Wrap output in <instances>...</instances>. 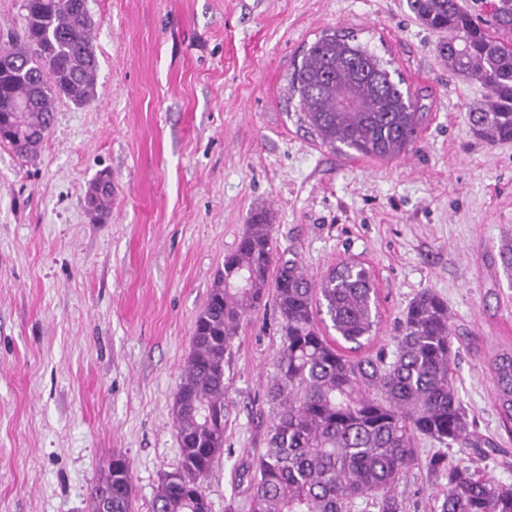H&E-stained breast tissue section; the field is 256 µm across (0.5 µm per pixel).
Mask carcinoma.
Returning <instances> with one entry per match:
<instances>
[{"mask_svg": "<svg viewBox=\"0 0 512 512\" xmlns=\"http://www.w3.org/2000/svg\"><path fill=\"white\" fill-rule=\"evenodd\" d=\"M409 7L422 25L448 34L438 45L448 69L485 90L486 103L468 112L470 128L490 144L512 142V0H494L495 35L459 0H409ZM23 9L21 34L0 44L7 52L0 59V143L30 160L50 132L57 99L91 101L98 62L83 0H24ZM401 84L354 36L337 32L309 47L292 78L300 120L323 145L379 159L400 156L418 139L419 99ZM111 198L112 182L91 184L86 202L101 222ZM270 288L282 345L268 397L278 411L268 448L243 468L250 512H350L358 498L378 512H402L395 483L416 462L419 440L470 456L505 452L475 433L454 387L457 337L439 295L427 289L409 302L392 359L365 355L378 324L370 272L347 262L311 282L296 259L279 254L270 212L259 209L224 255L195 321L175 393L180 463L164 475L150 512H210L201 479L224 448L225 360L239 324ZM327 320L334 338L319 326ZM488 370L512 431V346L488 359ZM429 465L447 479L441 512H512V485L439 455ZM90 498L91 512H134L125 455L112 454Z\"/></svg>", "mask_w": 512, "mask_h": 512, "instance_id": "cac0c4a2", "label": "carcinoma"}]
</instances>
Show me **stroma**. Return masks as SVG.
<instances>
[{
  "label": "stroma",
  "instance_id": "1",
  "mask_svg": "<svg viewBox=\"0 0 512 512\" xmlns=\"http://www.w3.org/2000/svg\"><path fill=\"white\" fill-rule=\"evenodd\" d=\"M92 101L56 100L37 157L0 144V512H90L113 452L132 464L134 512L179 460L174 400L225 254L253 209L279 250L320 279L368 268L379 300L372 351L392 353L420 292L448 304L454 383L479 435L512 453L490 351L512 341V143L467 122L480 84L449 70L439 33L406 0H88ZM353 32L418 95V139L393 160L321 144L289 98L325 31ZM112 178L107 223L85 198ZM281 347L274 296L242 321L224 367V449L204 481L211 512L267 448ZM396 485L404 512H441L445 478L418 443Z\"/></svg>",
  "mask_w": 512,
  "mask_h": 512
}]
</instances>
